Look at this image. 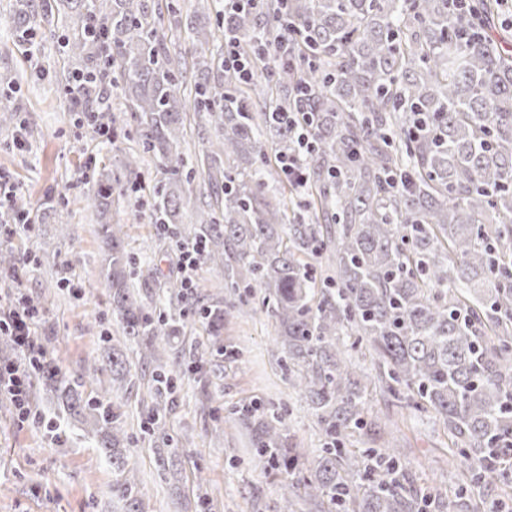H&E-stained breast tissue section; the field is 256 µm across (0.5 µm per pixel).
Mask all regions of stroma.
<instances>
[{"label":"stroma","instance_id":"obj_1","mask_svg":"<svg viewBox=\"0 0 512 512\" xmlns=\"http://www.w3.org/2000/svg\"><path fill=\"white\" fill-rule=\"evenodd\" d=\"M15 3L0 0V75L16 78L9 94L23 107L25 123L0 126V173L24 194L31 214L27 226L9 240L28 260L11 285L0 283V297L19 292L34 300L47 298L35 334L53 337L55 364L82 378L86 392L94 394L109 384L108 375L92 371L102 354L101 332H109L119 346L125 338L111 319L101 272L104 246L97 234V212L85 201L89 186L82 172L92 162L111 166L114 177L123 176L117 151L136 146L137 137L124 101L117 97L112 100L116 124L127 132L118 144L92 138L77 124L58 84L67 68L57 42L60 22L44 26L37 51H30L12 22ZM158 177L154 166H147L142 190L110 213L111 221L125 226L137 259L131 278L142 288L163 287L177 270L176 254L160 252L151 219L148 188ZM51 195L66 201L52 215L43 211ZM223 343L226 354L207 380H182L173 394L167 433L180 448L176 474L159 469L155 444L141 431L150 402L148 378L133 374L129 388L113 396L132 448L128 467L145 490L144 512H201L202 494L212 499L211 512H265L266 504L285 491L287 478L268 472L247 431L229 420L232 408L242 402L275 404L285 417L290 442L307 458H314L323 444L316 417L288 385L276 324L259 300L225 315ZM371 403L392 420V438L403 450L409 477L419 485L436 484L447 512H467L471 505L488 512L501 501L502 492L493 485L459 494V481L448 467L451 443L441 424L377 395ZM55 407L54 398L44 392L25 421L0 410V512H113L111 464L81 440L83 426L76 420L62 424L61 438H53L48 424Z\"/></svg>","mask_w":512,"mask_h":512}]
</instances>
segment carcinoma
<instances>
[{
	"label": "carcinoma",
	"mask_w": 512,
	"mask_h": 512,
	"mask_svg": "<svg viewBox=\"0 0 512 512\" xmlns=\"http://www.w3.org/2000/svg\"><path fill=\"white\" fill-rule=\"evenodd\" d=\"M17 2L14 22L32 51L45 21L75 19L76 32L62 35L73 63L62 86L82 79L71 111L90 131L113 132L111 97L126 101L140 149L121 151L120 166L135 179L151 163L160 172L154 223L202 245L228 290L263 292L288 381L326 437L304 476L283 415L258 414L250 403L239 409L259 456L291 479L293 491L269 512H427L441 496L406 478L390 442L347 446L378 427L374 391L443 424L462 480L512 487V55L492 36L500 29L495 0H474L468 15L452 0H260L226 14V36L251 59L254 76L243 81L225 69L222 44L194 56L191 93L209 132L194 158L181 150L187 50L167 45L146 0ZM210 6L173 0L169 23H185L194 44L207 45L214 33L198 19ZM287 38L298 64L277 71L270 52ZM301 90L315 117L303 193L310 200L289 208L267 196L256 161L267 141L277 159L296 150L294 133L271 115L293 111ZM20 111L0 99L1 123ZM420 117L425 131L415 129ZM400 172L411 182L391 180ZM85 180L88 203L106 218L120 180L104 166ZM100 233L112 315L135 347L128 355L101 337L104 356L93 371L109 373L112 387L89 399L80 379L50 362L40 372L43 389L112 463V499L142 512L143 488L127 468L128 435L109 395L124 388L131 365L149 373L147 431L159 436L177 382L202 367L179 356L157 362V340L184 329L190 292L182 280L149 296L166 307L153 315L127 282L134 257L124 226L105 223ZM310 256L325 260L318 277ZM22 262L0 246L4 278ZM195 304L216 329L225 308L237 306Z\"/></svg>",
	"instance_id": "1"
}]
</instances>
